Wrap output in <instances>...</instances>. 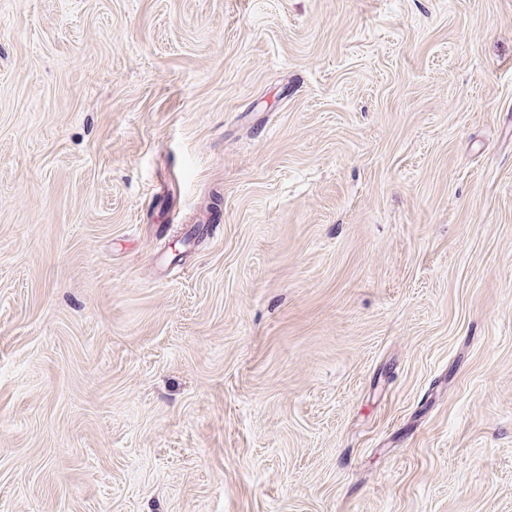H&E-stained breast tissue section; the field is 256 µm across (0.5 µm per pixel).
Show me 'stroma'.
Listing matches in <instances>:
<instances>
[{"label":"stroma","instance_id":"obj_1","mask_svg":"<svg viewBox=\"0 0 512 512\" xmlns=\"http://www.w3.org/2000/svg\"><path fill=\"white\" fill-rule=\"evenodd\" d=\"M0 512H512V0H0Z\"/></svg>","mask_w":512,"mask_h":512}]
</instances>
